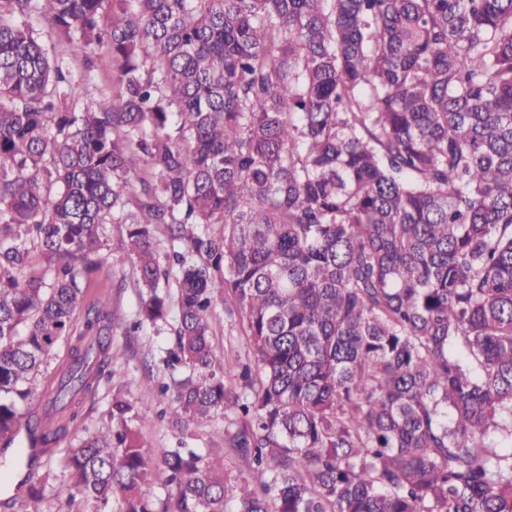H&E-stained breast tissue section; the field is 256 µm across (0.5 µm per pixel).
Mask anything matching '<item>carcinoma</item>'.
<instances>
[{"label": "carcinoma", "instance_id": "obj_1", "mask_svg": "<svg viewBox=\"0 0 512 512\" xmlns=\"http://www.w3.org/2000/svg\"><path fill=\"white\" fill-rule=\"evenodd\" d=\"M39 8L74 50L107 47L118 101L70 102ZM111 244L139 287L131 328L174 336L172 425L224 415L246 471L151 447L117 392L64 448L97 512H512V0H0L17 512H46L80 398L121 358L111 297L75 324ZM219 301L235 355L212 342Z\"/></svg>", "mask_w": 512, "mask_h": 512}]
</instances>
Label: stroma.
<instances>
[{
	"label": "stroma",
	"mask_w": 512,
	"mask_h": 512,
	"mask_svg": "<svg viewBox=\"0 0 512 512\" xmlns=\"http://www.w3.org/2000/svg\"><path fill=\"white\" fill-rule=\"evenodd\" d=\"M32 27L53 47L54 56L64 58L72 82H80L84 76H91L99 92L117 97L118 87L113 79L111 58L106 50H98L92 60L75 53L67 40L56 32L44 12H36L31 19ZM106 293L112 297V306L122 316V324L113 328V344L121 357L113 366L111 381L101 382L94 395L88 396L82 404L83 416L72 424L71 435L81 436L93 429L102 413L109 407L116 392L129 394L137 403L142 421L141 431L145 439L155 446L173 443L177 435L166 414L167 401L159 395L158 388L168 376L163 370L146 367L145 362L160 355L170 347L168 334L156 333L146 326L137 331L127 330L124 322L132 318L139 303L138 288L131 274V261L122 254L106 252L103 271L88 297Z\"/></svg>",
	"instance_id": "1"
}]
</instances>
